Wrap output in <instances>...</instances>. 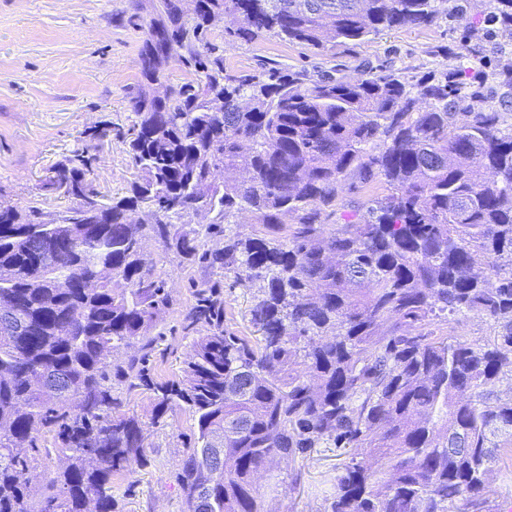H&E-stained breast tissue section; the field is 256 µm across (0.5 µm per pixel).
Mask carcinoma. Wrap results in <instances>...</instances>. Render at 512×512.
I'll return each mask as SVG.
<instances>
[{
	"label": "carcinoma",
	"instance_id": "1",
	"mask_svg": "<svg viewBox=\"0 0 512 512\" xmlns=\"http://www.w3.org/2000/svg\"><path fill=\"white\" fill-rule=\"evenodd\" d=\"M181 2L158 0L140 53L128 195L99 209L73 159L49 183L78 200L61 223H39L35 206L0 216V299L22 327L0 325V512H113L112 477L147 464L115 383L157 393L158 417L169 405L195 417L183 512H269L258 475L311 448L363 449L336 467L323 512H469L512 447V397L497 391L512 380V128L486 74L233 73L208 39L224 16L228 46L272 34L324 52L427 26L447 0H195L190 16ZM488 20L512 33V0H490ZM173 62L189 78L169 82ZM374 182L384 195L366 211L337 213L339 194ZM201 203L211 218L194 224ZM242 212L252 233L225 234ZM148 240L187 267L263 282L261 338L226 331L221 280L203 284L184 376L154 382L146 356L168 294ZM468 314L496 336L439 333ZM45 431L68 465L36 501L25 475ZM216 437L221 463L208 459Z\"/></svg>",
	"mask_w": 512,
	"mask_h": 512
}]
</instances>
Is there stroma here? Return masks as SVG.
I'll return each instance as SVG.
<instances>
[{"instance_id": "1", "label": "stroma", "mask_w": 512, "mask_h": 512, "mask_svg": "<svg viewBox=\"0 0 512 512\" xmlns=\"http://www.w3.org/2000/svg\"><path fill=\"white\" fill-rule=\"evenodd\" d=\"M470 3L458 17L443 11L432 25L385 30L332 53L265 36L225 47L224 66L254 73L276 61L311 76L357 78L375 70L418 77L444 65L466 74L511 65L512 39L490 35L478 52L465 50L466 31L487 25L483 0ZM156 5L157 0H0V205L24 209L34 203L41 221L57 219L76 201L47 183L57 165L78 150L92 160L93 187L100 195L109 200L126 194L138 177L128 154L136 121L132 99L142 81L139 55ZM147 251L169 299L148 366L155 381H174L182 378L191 355L184 315L195 303L197 286L214 275L203 266L181 267L156 243H148ZM260 288L257 282L225 280L226 330L258 339L250 310ZM122 399L124 412L142 422L149 462L113 479L116 512H182L175 472L194 440L191 413L173 407L157 415L150 390ZM343 460L339 449L314 448L274 461L258 478L265 487L278 480L284 485L268 497L270 512H323ZM472 512H512V448L498 452L488 488Z\"/></svg>"}]
</instances>
